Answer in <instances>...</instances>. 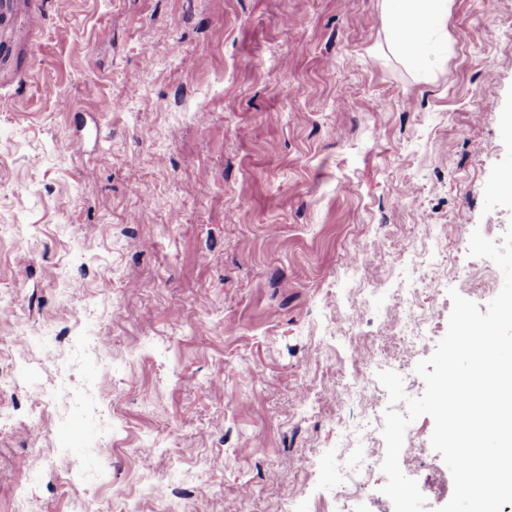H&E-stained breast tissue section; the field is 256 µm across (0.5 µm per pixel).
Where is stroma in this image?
I'll use <instances>...</instances> for the list:
<instances>
[{
    "label": "stroma",
    "mask_w": 512,
    "mask_h": 512,
    "mask_svg": "<svg viewBox=\"0 0 512 512\" xmlns=\"http://www.w3.org/2000/svg\"><path fill=\"white\" fill-rule=\"evenodd\" d=\"M506 173L512 0H452L421 69L378 0H0V512H394L383 453L338 479L388 407L353 355L423 393L449 289L502 287Z\"/></svg>",
    "instance_id": "obj_1"
}]
</instances>
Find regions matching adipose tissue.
I'll list each match as a JSON object with an SVG mask.
<instances>
[{
	"mask_svg": "<svg viewBox=\"0 0 512 512\" xmlns=\"http://www.w3.org/2000/svg\"><path fill=\"white\" fill-rule=\"evenodd\" d=\"M450 0H379L391 51L403 61L422 63L433 33L443 27Z\"/></svg>",
	"mask_w": 512,
	"mask_h": 512,
	"instance_id": "adipose-tissue-1",
	"label": "adipose tissue"
}]
</instances>
